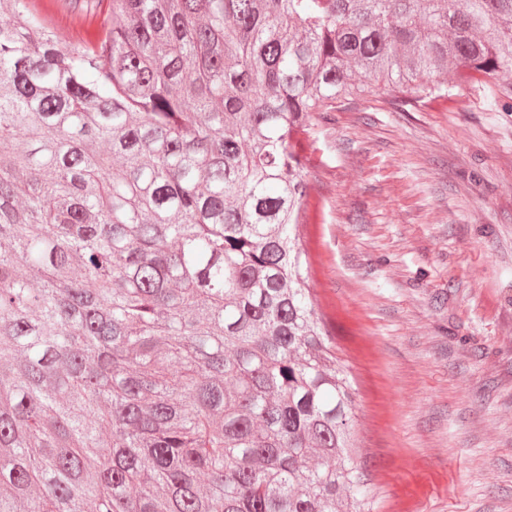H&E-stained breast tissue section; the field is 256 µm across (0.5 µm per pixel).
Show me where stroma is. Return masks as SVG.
<instances>
[{
	"mask_svg": "<svg viewBox=\"0 0 512 512\" xmlns=\"http://www.w3.org/2000/svg\"><path fill=\"white\" fill-rule=\"evenodd\" d=\"M305 149L310 286L378 512H512V102L375 86Z\"/></svg>",
	"mask_w": 512,
	"mask_h": 512,
	"instance_id": "1",
	"label": "stroma"
}]
</instances>
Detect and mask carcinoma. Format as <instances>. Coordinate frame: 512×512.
<instances>
[{
	"label": "carcinoma",
	"mask_w": 512,
	"mask_h": 512,
	"mask_svg": "<svg viewBox=\"0 0 512 512\" xmlns=\"http://www.w3.org/2000/svg\"><path fill=\"white\" fill-rule=\"evenodd\" d=\"M84 2L0 0V512H377L304 142L512 98V0Z\"/></svg>",
	"instance_id": "carcinoma-1"
}]
</instances>
